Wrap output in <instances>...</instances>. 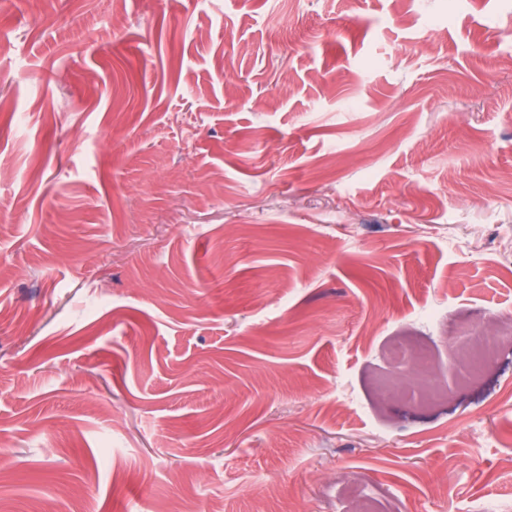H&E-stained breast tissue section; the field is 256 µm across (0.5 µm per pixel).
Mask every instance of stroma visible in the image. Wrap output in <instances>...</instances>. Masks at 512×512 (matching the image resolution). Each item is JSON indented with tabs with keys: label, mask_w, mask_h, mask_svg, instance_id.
<instances>
[{
	"label": "stroma",
	"mask_w": 512,
	"mask_h": 512,
	"mask_svg": "<svg viewBox=\"0 0 512 512\" xmlns=\"http://www.w3.org/2000/svg\"><path fill=\"white\" fill-rule=\"evenodd\" d=\"M512 0H0V512L512 502ZM460 336H468L467 346L462 358L457 362L458 382L466 383L474 379L482 365L492 357L501 340L512 343V316L503 315L498 321V331L491 336H475L468 331L461 332ZM394 362L408 366L406 385L414 396L422 402H433L448 398L446 383L434 365L430 349L418 342L406 340L393 350Z\"/></svg>",
	"instance_id": "obj_1"
}]
</instances>
